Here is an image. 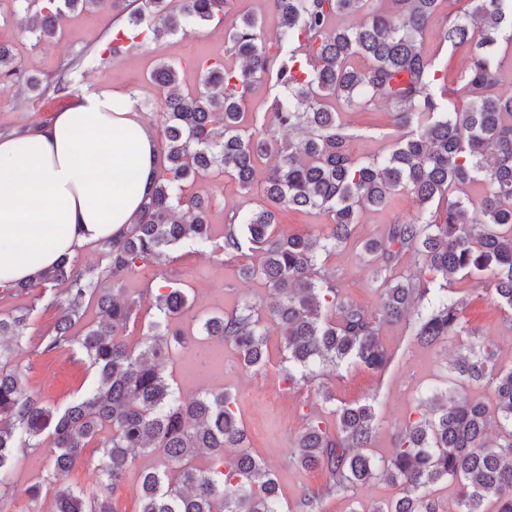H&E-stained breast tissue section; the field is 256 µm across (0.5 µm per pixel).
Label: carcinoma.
<instances>
[{
	"label": "carcinoma",
	"instance_id": "obj_1",
	"mask_svg": "<svg viewBox=\"0 0 512 512\" xmlns=\"http://www.w3.org/2000/svg\"><path fill=\"white\" fill-rule=\"evenodd\" d=\"M23 2L34 9L28 33L36 42L55 37L57 0ZM168 2L63 0L70 8L117 9L129 28L144 27L156 40L186 19L222 21L229 51L242 65L207 66L205 90L186 97L177 91L176 67L159 64L153 79L169 88L160 105L163 165L126 232L100 242L95 266L64 256L38 282L0 290L34 299L0 313V502L15 499L9 480L15 461L46 437L55 448L47 474L24 495L35 502L43 483L55 486V512H112L106 492L126 479L137 456L150 454L160 465L142 473L138 512H321L322 498L347 497L375 479L399 486V495L350 512H443L433 488L448 481L460 485L456 512H512V367L498 366L495 347L467 329L466 300L452 295L454 276L486 272L495 283L492 299L512 318V94L502 92L499 55L500 44L512 46V0H471V11L444 27L448 45L470 53L456 90L465 100L461 108L447 91H437L444 77L418 42L442 0H393L389 14L374 0H274L281 31L272 44L261 39L256 16L229 15L228 0H182L177 14ZM357 12L366 14L362 25L329 29L335 18ZM359 58L368 62L363 69L352 64ZM0 76L16 78L30 95L41 92L42 79L16 65L2 45ZM263 84L274 92L269 111L245 113L243 103ZM338 101L355 109L376 101L394 105L398 134L387 154L350 155L354 133L336 112ZM280 130L291 138L278 140ZM262 162L268 164L263 204H245L227 217L222 240L215 241L207 201L191 191L195 177L220 168L248 196ZM475 183L482 192L474 200L467 188ZM402 190L415 196L417 213L390 225L387 236L359 242L380 292L378 306L368 310L345 299L320 258L355 239L363 211L385 206ZM434 202L443 208L429 211ZM287 208L329 216L331 232L321 240L282 235L277 215ZM185 239L214 246L226 261L246 248L259 252L240 274L262 281L276 298L270 318L283 345L288 387L313 381L319 367L385 370L392 355L381 327L410 318L422 347L466 338L452 362L451 395L435 390L422 397L400 424L391 453L376 458L369 453L375 407L336 405L332 392L318 387L322 401L334 405L336 424L306 414L289 457L326 469L330 480L320 493L305 491L295 507L284 506L273 471L245 445L236 399L222 390L185 401L167 382L165 361L185 348L183 289L169 282L157 289L148 284L135 297L123 294L130 275L165 264L167 250ZM410 251L423 265L397 271ZM60 285L66 306L35 350L82 355L94 380L56 407L29 388L15 359L31 343L36 302ZM144 301L155 313L144 339L130 347L124 332ZM89 303L98 310L92 322L84 321ZM200 325L204 335L235 347L240 368L265 365L269 329L257 304L243 299ZM482 382L493 388L494 417L469 395L468 387ZM91 443L99 453L100 489L87 494L66 479ZM204 452L209 463L198 469L193 460Z\"/></svg>",
	"mask_w": 512,
	"mask_h": 512
}]
</instances>
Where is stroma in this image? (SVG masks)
Returning <instances> with one entry per match:
<instances>
[{
	"label": "stroma",
	"instance_id": "stroma-1",
	"mask_svg": "<svg viewBox=\"0 0 512 512\" xmlns=\"http://www.w3.org/2000/svg\"><path fill=\"white\" fill-rule=\"evenodd\" d=\"M24 16L21 0H0V44L10 49L22 67L35 70L39 76L51 80L59 73H66L69 88L63 92L50 88L40 96L25 98L19 95L17 84L0 79V131L50 119L88 90H113L129 95L143 120L154 130L161 122L158 110L164 95L163 89L150 78L157 64L165 61L176 65L178 90L189 95L202 87L197 60L213 59L229 68L239 64L228 52L224 29L220 26L189 25L156 41L146 38L133 52L108 61L103 57V50L124 27L112 11L62 9L57 17L58 38L41 43L25 32ZM443 27V15L434 16L421 45L433 57L437 68L446 70L447 86L453 90L467 65L468 51L448 46L442 38ZM392 113V106L383 102L368 111L342 109L343 120L356 132L351 143L354 157L379 156L390 149L394 132ZM195 189L208 197V222L215 232H222L226 216L243 201L242 191L217 168L199 177ZM417 209L411 193L399 192L383 209L362 214L356 228L357 237L363 240L382 236L389 225L405 221ZM252 260V255L246 254L226 262L210 248L186 241L169 250L165 265L143 266L127 280L126 288L128 293H135L159 272L175 280L189 299L181 324L194 332L198 329L199 316L231 310L242 298L257 300L264 307L273 302V295L261 281L239 278L238 266ZM322 263L342 286L346 299L374 308L377 293L371 268L360 260L354 247L337 248L323 257ZM491 287L490 277L484 274L455 283L457 295L467 300L462 313L467 327L480 338L496 344L500 362L510 366L512 317L493 303ZM381 339L392 353L387 369L378 373L357 369L343 376L328 373L321 383H326L337 403L375 405L380 421L372 449L377 455L385 456L394 444L398 426L414 409L418 394L444 380L446 361L453 357L456 342L451 339L433 348L420 347L414 342L406 320L383 326ZM267 347L268 361L256 371L247 372L238 367L235 349L224 344L214 373L201 378L192 375L185 368L186 358L176 356L167 363V375L173 387L187 398L218 387L235 397L251 451L273 469L282 502L292 504L303 491L321 489L328 481L325 469H305L289 459L288 450L302 430L303 415L313 411L329 423L334 417L320 400L319 383L286 387L280 367L282 344L278 334L270 335ZM17 363L26 371L28 386L58 407L69 403L78 390L93 380L87 364L73 353L36 354L27 350L18 356ZM52 455V443L47 440L18 460L11 474V482L18 492L12 503L15 512H27L29 503L23 491L31 483L30 475L35 471L45 472ZM398 492L396 485L377 480L356 488L351 497L323 499L320 508L322 512H349L353 502L366 505L394 498Z\"/></svg>",
	"mask_w": 512,
	"mask_h": 512
}]
</instances>
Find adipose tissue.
Here are the masks:
<instances>
[{
  "label": "adipose tissue",
  "instance_id": "1",
  "mask_svg": "<svg viewBox=\"0 0 512 512\" xmlns=\"http://www.w3.org/2000/svg\"><path fill=\"white\" fill-rule=\"evenodd\" d=\"M157 172L154 133L128 95H79L36 130L0 133V286L118 237Z\"/></svg>",
  "mask_w": 512,
  "mask_h": 512
}]
</instances>
